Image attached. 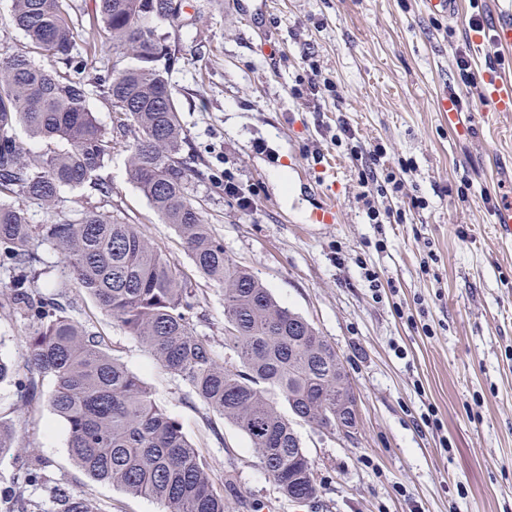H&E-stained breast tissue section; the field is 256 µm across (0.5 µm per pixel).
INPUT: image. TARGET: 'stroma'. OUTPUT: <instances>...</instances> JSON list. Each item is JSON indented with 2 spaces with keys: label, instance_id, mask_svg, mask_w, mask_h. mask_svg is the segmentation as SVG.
<instances>
[{
  "label": "stroma",
  "instance_id": "35a3bbf8",
  "mask_svg": "<svg viewBox=\"0 0 512 512\" xmlns=\"http://www.w3.org/2000/svg\"><path fill=\"white\" fill-rule=\"evenodd\" d=\"M169 26L175 104L195 157L189 194L225 254L257 275L283 306L336 349L357 399L358 430L344 438L307 425L297 435L314 464L318 496L298 504L279 491L243 436L191 394L76 285L61 298L70 317L102 336L110 354L208 459L214 480L232 471L257 512H512V242L498 238L492 208L512 205V112L486 123V63L464 24L428 19L422 0H179ZM316 62L337 86L303 102L292 95ZM466 97L468 131L436 108L442 92ZM382 147L389 167L410 163L398 199L361 184L339 126ZM343 165L337 224H309L326 200L320 161ZM128 154L108 164L112 192L65 190L64 217L117 212L179 262L196 289L198 325L224 358V291L202 277L172 225L127 178ZM230 171L257 190L253 209L224 194ZM286 171L288 184L277 175ZM405 212L374 224L361 193ZM377 271L372 288L366 270ZM0 274V357L27 366L33 323L9 302ZM50 381L20 406L0 383V420L18 445L0 456V495L13 490L20 449H38L46 474L102 512H162L154 500L92 479L72 458L48 406Z\"/></svg>",
  "mask_w": 512,
  "mask_h": 512
}]
</instances>
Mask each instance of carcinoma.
Masks as SVG:
<instances>
[{
	"mask_svg": "<svg viewBox=\"0 0 512 512\" xmlns=\"http://www.w3.org/2000/svg\"><path fill=\"white\" fill-rule=\"evenodd\" d=\"M11 2L27 43L0 54V269L11 279L13 310L36 324L29 363L53 383L48 403L65 423L72 457L92 478L149 497L162 512H224V500L239 497L233 475L213 480L207 458L101 337L69 317L61 301L34 291L48 266L39 242L53 246L78 287L246 438L284 496L316 498L314 467L295 425L336 432L347 423L340 406L355 402L353 389L336 349L224 254L189 198L192 157L184 154L188 134L161 31L178 15L164 11L161 0L155 8L149 0H94L98 23L87 30L72 18L69 0ZM102 48L134 60L97 84L115 113L113 133L133 135L124 143L128 180L175 228L198 273L224 288L222 364L197 331L195 289L137 225L94 211L31 224L24 209L7 202L21 193L56 213L66 189L112 191L102 172L118 142L97 124L82 77ZM20 128L46 148L24 145ZM25 457L21 486L3 512H38L25 495L31 486L43 488L50 512H95L82 495L50 484L36 449Z\"/></svg>",
	"mask_w": 512,
	"mask_h": 512,
	"instance_id": "carcinoma-1",
	"label": "carcinoma"
}]
</instances>
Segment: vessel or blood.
<instances>
[{
  "label": "vessel or blood",
  "mask_w": 512,
  "mask_h": 512,
  "mask_svg": "<svg viewBox=\"0 0 512 512\" xmlns=\"http://www.w3.org/2000/svg\"><path fill=\"white\" fill-rule=\"evenodd\" d=\"M479 29L470 31L471 41L489 47L492 56L482 71L485 97L498 112H512V0H479ZM426 13L451 20L460 15V0H424ZM341 210L335 197H328L308 218L311 224H336Z\"/></svg>",
  "instance_id": "b4317fda"
}]
</instances>
